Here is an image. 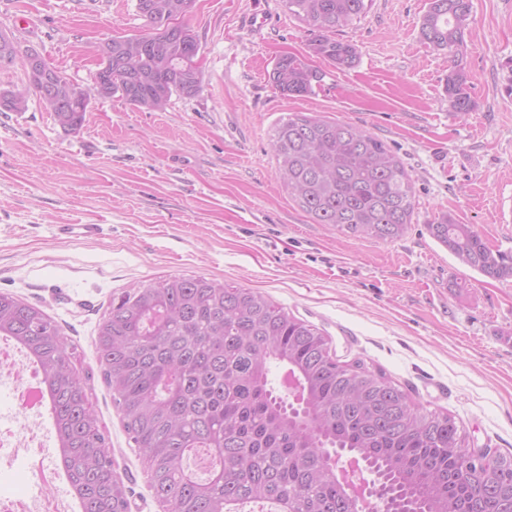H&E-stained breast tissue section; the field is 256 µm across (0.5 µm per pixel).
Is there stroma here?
<instances>
[{
	"mask_svg": "<svg viewBox=\"0 0 512 512\" xmlns=\"http://www.w3.org/2000/svg\"><path fill=\"white\" fill-rule=\"evenodd\" d=\"M428 0H371L338 31L356 43L339 71L311 55L284 0H194L201 92L161 112L94 98L65 132L37 98L0 112V292L42 309L65 338L131 489L130 512H164L129 440L96 353L113 298L170 276L248 288L319 329L339 361H364L424 410L452 415L470 447L512 452V279L463 265L428 233L441 213L512 250V0H471L460 56L474 107L454 112L450 60L420 38ZM83 87L96 45L144 31L136 0H0V31ZM323 75L314 95L285 97L278 57ZM298 114L383 139L415 183V213L394 241L316 224L288 195L270 148ZM94 224L96 235L62 230Z\"/></svg>",
	"mask_w": 512,
	"mask_h": 512,
	"instance_id": "35a3bbf8",
	"label": "stroma"
}]
</instances>
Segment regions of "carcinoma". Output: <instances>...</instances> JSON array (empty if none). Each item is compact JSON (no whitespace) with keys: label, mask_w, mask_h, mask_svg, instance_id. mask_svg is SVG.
Segmentation results:
<instances>
[{"label":"carcinoma","mask_w":512,"mask_h":512,"mask_svg":"<svg viewBox=\"0 0 512 512\" xmlns=\"http://www.w3.org/2000/svg\"><path fill=\"white\" fill-rule=\"evenodd\" d=\"M194 0H137L147 43L112 38L105 97L161 112L173 95L202 87L200 43L170 20ZM310 35V52L336 69L353 67L355 43L336 32L366 13L368 0H285ZM471 0H428L420 35L452 65L445 92L453 110H472L459 61ZM0 90V112H21L29 94L63 128H81L93 93L70 80L55 85L59 112L42 81ZM270 79L287 97H305L321 74L295 55ZM288 193L316 224L356 238L392 241L411 223L413 179L382 139L349 124L293 115L271 136ZM430 236L462 264L490 279L512 278V253L491 249L471 224L441 214ZM26 350L48 387L59 447L71 463L81 512H128V489L113 470L108 437L51 317L0 292V337ZM96 351L128 438L142 456L154 497L171 512H241L249 502L288 503V512H358L336 479L332 459L361 453L384 482V512H512V452L468 450L455 419L427 412L409 393L362 361L341 363L314 326L261 294L205 277H173L133 288L112 301L98 324ZM297 383L292 399L269 379L271 363ZM209 451V473L188 460Z\"/></svg>","instance_id":"cac0c4a2"}]
</instances>
